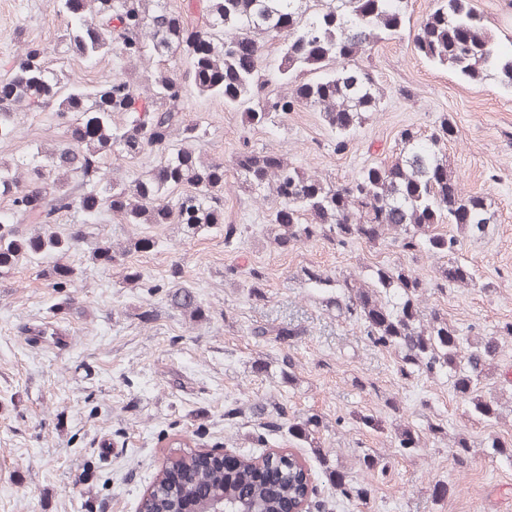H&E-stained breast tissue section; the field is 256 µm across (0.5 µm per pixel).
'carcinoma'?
<instances>
[{"instance_id":"cac0c4a2","label":"carcinoma","mask_w":512,"mask_h":512,"mask_svg":"<svg viewBox=\"0 0 512 512\" xmlns=\"http://www.w3.org/2000/svg\"><path fill=\"white\" fill-rule=\"evenodd\" d=\"M434 2L409 35L414 50L465 80L493 79L512 90V41H500L483 24L471 0ZM50 5L66 21L74 55L93 61L113 52L130 69L87 88L52 67L45 49L29 47L0 82V142L15 136L21 112L54 107L65 126L63 144L35 147L11 164L0 162V198L12 203L0 214V267L68 252L79 232L61 238L52 224L71 207L87 220L107 211L123 224H184L196 230L224 223V161H206L191 148L200 138L199 123L179 109L186 93L220 97L224 107L243 111L256 126H274L290 112L314 108L341 151L381 104L375 77L359 59L405 31L404 0H203L198 15L187 20L173 13L168 0H50ZM267 42L278 44L274 75L290 88L283 95L269 94V77L261 72ZM176 51L184 61L181 72L161 67L142 80L134 77L145 57ZM116 114L124 116L119 126L112 123ZM176 135L183 142L179 149L171 148ZM453 135L446 117L428 135L407 128L394 160L368 165L338 184L306 174L275 151L243 149L232 168L250 194H275L278 205L270 209L268 223L278 229L274 240L284 250L318 236L338 245L373 244L393 231L406 249L446 257L457 250L459 237L483 232L494 219L484 199L464 193L448 171L446 149ZM146 154L157 155V165L148 177L124 187L114 185L103 168L111 155L133 160ZM179 188L188 193L174 202L171 194ZM27 224L38 229L29 233ZM440 224L456 225L460 236L437 231ZM120 254L105 243L91 259L107 267ZM305 276L319 292L334 289L326 303L355 315L366 335L398 350L407 366L448 378L466 413L487 422L499 418L498 401L479 393L498 356L499 335L470 341L440 310L423 313L419 301L426 283L418 275L376 264L364 267L359 279H331L315 270ZM440 279L493 287L458 262L440 269ZM168 297L172 308L202 317L189 288ZM288 435L322 447L312 417L289 423ZM485 447L493 456L512 458V447L496 435ZM172 469L208 486L212 498L197 500L191 486L166 485L165 471ZM301 469L288 454L274 458L271 467L244 458L226 468L183 449L166 458L139 510L213 512L214 500L222 498L224 512H279L283 501L308 492Z\"/></svg>"}]
</instances>
